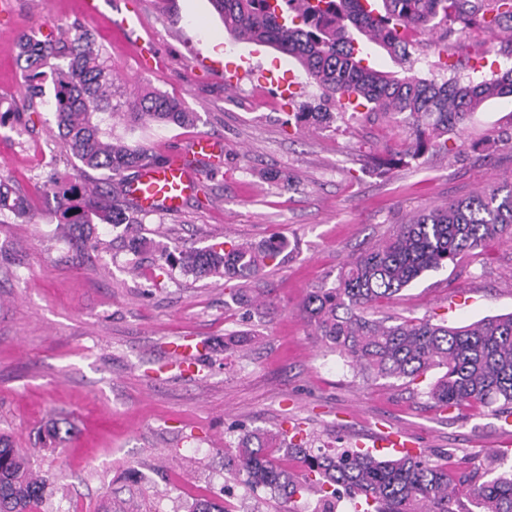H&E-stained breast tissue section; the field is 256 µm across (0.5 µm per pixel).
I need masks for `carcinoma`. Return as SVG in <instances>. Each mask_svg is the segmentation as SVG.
Here are the masks:
<instances>
[{
	"mask_svg": "<svg viewBox=\"0 0 512 512\" xmlns=\"http://www.w3.org/2000/svg\"><path fill=\"white\" fill-rule=\"evenodd\" d=\"M210 2L229 35L249 36L295 59L324 101L352 97L370 113L400 118L414 130L415 157L430 149L448 150L446 135L458 133L471 114L491 100L512 98V68L476 83L465 84L455 75L439 83L409 68L401 75L377 70L366 59L373 44L407 61L401 31L408 28L431 32L456 25L460 33L473 27L512 32V0H369L367 9L361 0H314L312 5L279 0L277 11L270 0ZM18 48L28 67L46 66L54 74L53 106L65 153L87 169L106 173L104 185L80 194L64 181L47 186L76 247H97L90 232L96 220L114 227L143 223L147 213L121 186L125 172L153 156L141 144L112 136V121L191 125L194 113L158 92L125 96L112 66L85 32L58 38L25 34ZM294 119L326 123L334 113L318 104ZM25 209L24 197L0 184V216L21 215ZM502 233L512 234V184L450 201L398 225L386 240L347 263L334 286L312 289L303 311L321 343L346 357L356 374L410 385L433 372L426 395L434 406L451 411L472 403L494 405L511 416L512 314L460 327L430 317L390 324L368 314L372 303L394 299L426 273L484 249ZM287 249L280 240L228 249L220 243L177 254L165 251L160 259L186 275L246 281L280 265ZM282 453L303 455V480L280 464ZM224 466L244 484L286 500L313 486L324 501L321 512H333L340 486L365 496L364 512H512V475H496L489 468L478 479L457 476L468 487L463 504L448 469L422 453L378 458L368 450L328 446L313 455L302 442L255 430L225 446ZM45 485L30 459L0 433V512H32L43 500Z\"/></svg>",
	"mask_w": 512,
	"mask_h": 512,
	"instance_id": "cac0c4a2",
	"label": "carcinoma"
}]
</instances>
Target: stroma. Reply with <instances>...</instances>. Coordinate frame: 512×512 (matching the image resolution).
I'll use <instances>...</instances> for the list:
<instances>
[{
	"mask_svg": "<svg viewBox=\"0 0 512 512\" xmlns=\"http://www.w3.org/2000/svg\"><path fill=\"white\" fill-rule=\"evenodd\" d=\"M142 35L162 51L154 73L138 75L137 48L107 20L85 19L79 0H12L0 19V182L25 197L31 217L0 224V431L48 476L35 512H186L207 498L232 512H316L318 496L287 501L234 481L224 446L252 430L300 435L311 448H353L384 428L414 435L430 459L484 470L502 437L491 407L442 412L425 384L366 382L325 349L303 310L314 288L332 287L346 263L433 206L512 182V100L482 106L444 151L411 156L410 130L365 109L340 108L329 125H285L321 96L293 60L271 48L230 43L210 0H132ZM93 37L127 94L156 91L182 100L190 127L147 123L127 132L155 155L199 134L224 141L219 171H201L180 212L148 215L129 248L125 227L96 225L100 243L77 250L47 194L50 179L78 185L100 179L61 144L44 94L22 112L29 72L17 55L24 32ZM507 37L436 30L409 44L416 75L444 80L445 61L461 81L512 66ZM216 63L244 55L296 83L291 101L276 87L223 73L205 76L193 47ZM390 159L386 171L374 166ZM287 241L280 266L251 286L263 301H234L239 280L161 271L162 248ZM512 312V236L488 242L457 264L426 274L370 315L447 317L462 326ZM251 334L246 350L231 335ZM198 344L194 372L174 362L173 344Z\"/></svg>",
	"mask_w": 512,
	"mask_h": 512,
	"instance_id": "obj_1",
	"label": "stroma"
}]
</instances>
